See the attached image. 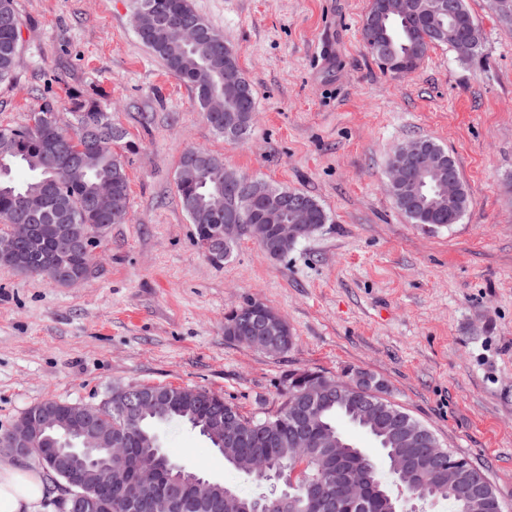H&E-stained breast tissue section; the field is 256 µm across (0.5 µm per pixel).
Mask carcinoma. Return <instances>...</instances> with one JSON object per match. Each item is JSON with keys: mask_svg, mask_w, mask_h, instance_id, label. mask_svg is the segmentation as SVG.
Returning <instances> with one entry per match:
<instances>
[{"mask_svg": "<svg viewBox=\"0 0 512 512\" xmlns=\"http://www.w3.org/2000/svg\"><path fill=\"white\" fill-rule=\"evenodd\" d=\"M414 9L403 15H394L384 21L396 53L395 62L401 64L404 73L413 72L433 46L448 45V30L462 38H468L475 45H481L479 25L468 11L465 0H457L453 16L436 14L420 7L422 0H413ZM390 0H375L371 3L363 28L362 39L365 48L378 62L383 71L393 72L386 66L380 54L382 36L376 22L390 12ZM189 16L197 20L206 35L191 45H179L168 41L167 31ZM134 26L141 43L160 58L166 67L190 86L196 93L201 111H206L208 99L215 94L224 99L225 111L218 113L210 122L213 130L224 135V119L235 121L255 111V100L250 83L243 74H238L237 88L224 85V64L237 66L233 48L224 41V34L215 30L199 15L189 0H134ZM20 50L19 20L15 0H0V82H4L16 68ZM41 116L35 131L22 128H0V230L9 224H62L74 236L85 228L96 224L104 225L103 233L109 232L115 208L123 215H129L128 177L123 155L107 152L93 155L86 163L90 138L86 128L91 127L102 136L119 134L115 143L123 141V130L112 123L109 108L98 101L74 103L73 124L68 130L62 129L56 119L54 101L47 99L37 111ZM23 169L27 177L16 179L14 172ZM237 190L224 194V185L205 176L190 180H176L177 195L190 223L195 225L198 245H203L204 229L209 224L224 223V206H234L257 217L266 205L262 196L250 192V185L258 178L239 175ZM447 178L443 173L434 179H424L415 174L409 194H394L397 208L414 224H430L442 227L456 224L465 212L469 200L462 193L455 209H448V199L442 197L437 179ZM112 184L113 198L98 200L97 208L85 207L88 200L96 196L101 181ZM21 263H58L86 270L89 257L74 252L62 259L57 249V233L46 230L40 233L21 253ZM205 406L202 400L190 395L186 399L176 398L170 404L162 405L158 411H148L138 421L140 435L157 439L156 428L170 421H181L208 438L211 446L221 448V443L209 436L205 429ZM345 420L370 434L379 444L389 461L390 480H383L371 457L344 437L339 422ZM248 430L255 431L272 442L267 458L274 461L291 459L294 452L292 443L286 437L285 426L289 425L288 406H283L273 417L254 419L241 417ZM314 427L339 439V451L347 455L360 456L359 463L367 468L370 481L387 497H394L393 489L398 487L400 478L394 464L397 458L417 456L423 469H431L437 462L444 464L456 461L459 456L447 451L449 457L437 459L432 449L440 447L436 436L432 442L412 446L397 435H387L373 419L363 417L358 409L345 402H330L315 414ZM250 448H226L224 460L236 471L262 486L267 478L258 474L252 460ZM410 494L421 501L444 500L453 505L454 512H461L462 505L451 494L448 484L430 485L422 482L415 487H405Z\"/></svg>", "mask_w": 512, "mask_h": 512, "instance_id": "obj_1", "label": "carcinoma"}]
</instances>
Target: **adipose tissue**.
Segmentation results:
<instances>
[{
    "instance_id": "1",
    "label": "adipose tissue",
    "mask_w": 512,
    "mask_h": 512,
    "mask_svg": "<svg viewBox=\"0 0 512 512\" xmlns=\"http://www.w3.org/2000/svg\"><path fill=\"white\" fill-rule=\"evenodd\" d=\"M46 483L38 467L0 465V512H45Z\"/></svg>"
}]
</instances>
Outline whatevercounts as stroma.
I'll use <instances>...</instances> for the list:
<instances>
[{
	"mask_svg": "<svg viewBox=\"0 0 512 512\" xmlns=\"http://www.w3.org/2000/svg\"><path fill=\"white\" fill-rule=\"evenodd\" d=\"M190 3L253 88L245 140L217 136L192 90L143 46L132 0H16L21 59L0 83V126L24 124L45 90L69 125L78 93L108 104L136 151L129 219L97 242L93 275L66 287L0 268V434L47 400L94 406L148 385L211 391L263 418L290 373L359 369L512 512V19L466 0L478 55L435 46L398 76L363 46L370 0ZM420 138L460 171L470 200L460 223H411L386 190L394 151ZM189 146L311 195L327 223L280 257L247 237L211 263L175 187ZM250 297L287 321L286 352L225 338V314ZM159 442L186 469L255 493L189 425H163Z\"/></svg>",
	"mask_w": 512,
	"mask_h": 512,
	"instance_id": "stroma-1",
	"label": "stroma"
}]
</instances>
